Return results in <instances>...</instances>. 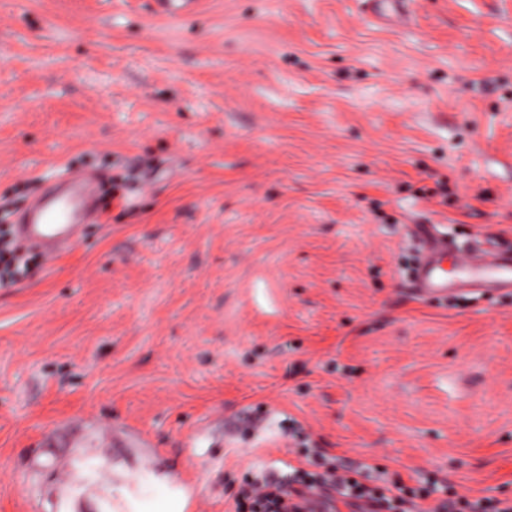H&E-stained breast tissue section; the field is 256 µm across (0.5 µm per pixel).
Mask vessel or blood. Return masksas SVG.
<instances>
[{
    "label": "vessel or blood",
    "instance_id": "b4317fda",
    "mask_svg": "<svg viewBox=\"0 0 512 512\" xmlns=\"http://www.w3.org/2000/svg\"><path fill=\"white\" fill-rule=\"evenodd\" d=\"M157 15L175 21L199 10L202 0H153ZM70 196L48 201L37 196L16 227L17 238L36 247L46 261H54L75 248L82 239L84 225L96 220V188L80 175L64 176ZM415 237L420 256L409 279L411 292L418 297L441 301L470 293L512 294V249L489 252L474 246L446 268L448 241L428 227H420Z\"/></svg>",
    "mask_w": 512,
    "mask_h": 512
}]
</instances>
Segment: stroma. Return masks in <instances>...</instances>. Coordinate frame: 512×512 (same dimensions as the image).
<instances>
[{
	"label": "stroma",
	"mask_w": 512,
	"mask_h": 512,
	"mask_svg": "<svg viewBox=\"0 0 512 512\" xmlns=\"http://www.w3.org/2000/svg\"><path fill=\"white\" fill-rule=\"evenodd\" d=\"M406 9L0 0V209L71 171L111 203L0 288V512H234L307 465L292 418L512 498V295L406 290L414 225L512 245V0ZM157 15L179 21L200 9L202 0H153Z\"/></svg>",
	"instance_id": "1"
}]
</instances>
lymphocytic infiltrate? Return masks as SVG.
I'll list each match as a JSON object with an SVG mask.
<instances>
[{
    "label": "lymphocytic infiltrate",
    "instance_id": "1",
    "mask_svg": "<svg viewBox=\"0 0 512 512\" xmlns=\"http://www.w3.org/2000/svg\"><path fill=\"white\" fill-rule=\"evenodd\" d=\"M330 488L350 499L358 512L375 505L376 512H512L511 499L485 497L475 501L444 492L442 484L432 489H403L400 482L376 480L372 466H361L355 475L339 473L335 464H327L320 473L290 467L287 474H268L243 485L238 493L235 512H305L302 497ZM441 497L429 508H422L421 499L430 491Z\"/></svg>",
    "mask_w": 512,
    "mask_h": 512
}]
</instances>
